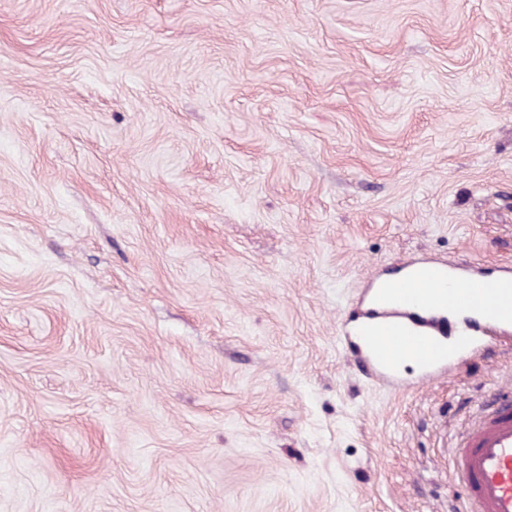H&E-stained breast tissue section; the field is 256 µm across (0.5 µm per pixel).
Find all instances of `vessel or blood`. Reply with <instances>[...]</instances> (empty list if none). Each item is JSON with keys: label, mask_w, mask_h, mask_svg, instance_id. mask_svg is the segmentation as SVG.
Here are the masks:
<instances>
[{"label": "vessel or blood", "mask_w": 512, "mask_h": 512, "mask_svg": "<svg viewBox=\"0 0 512 512\" xmlns=\"http://www.w3.org/2000/svg\"><path fill=\"white\" fill-rule=\"evenodd\" d=\"M512 328V267L491 274L476 262L414 256L399 277L367 278L366 309L342 331L343 347L365 375L399 389L406 356L417 385L447 376L457 358L486 355ZM454 469L466 512H512V389L485 406L461 435Z\"/></svg>", "instance_id": "1"}]
</instances>
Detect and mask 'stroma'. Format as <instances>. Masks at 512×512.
Wrapping results in <instances>:
<instances>
[{"label": "stroma", "instance_id": "obj_1", "mask_svg": "<svg viewBox=\"0 0 512 512\" xmlns=\"http://www.w3.org/2000/svg\"><path fill=\"white\" fill-rule=\"evenodd\" d=\"M420 254L512 266V0H0V512H458L512 337L338 340Z\"/></svg>", "mask_w": 512, "mask_h": 512}]
</instances>
